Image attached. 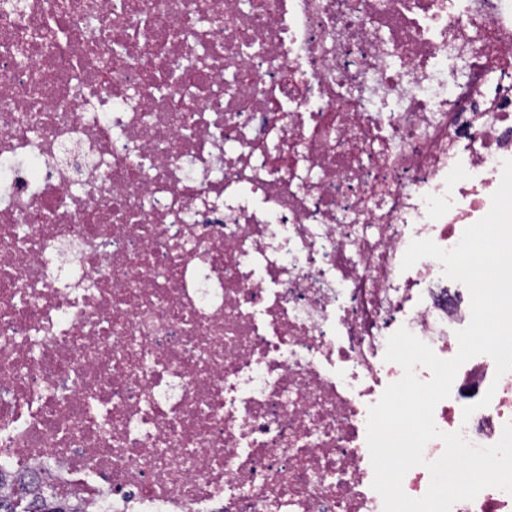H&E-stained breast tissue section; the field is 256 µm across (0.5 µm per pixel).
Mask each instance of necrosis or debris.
Returning a JSON list of instances; mask_svg holds the SVG:
<instances>
[{
    "label": "necrosis or debris",
    "mask_w": 512,
    "mask_h": 512,
    "mask_svg": "<svg viewBox=\"0 0 512 512\" xmlns=\"http://www.w3.org/2000/svg\"><path fill=\"white\" fill-rule=\"evenodd\" d=\"M507 159L512 0H0V470L83 512H383L387 340L449 359L471 319L403 255ZM434 421L496 443L512 372L468 360Z\"/></svg>",
    "instance_id": "4bbe7bcc"
}]
</instances>
